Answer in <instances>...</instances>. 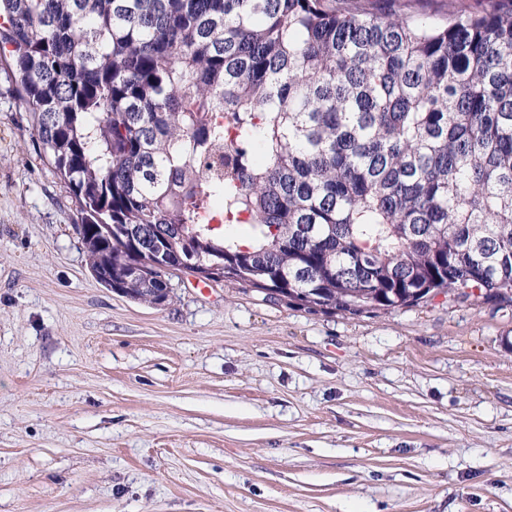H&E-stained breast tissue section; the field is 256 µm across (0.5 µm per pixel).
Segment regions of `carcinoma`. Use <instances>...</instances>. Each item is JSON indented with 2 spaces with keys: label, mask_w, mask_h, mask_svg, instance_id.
<instances>
[{
  "label": "carcinoma",
  "mask_w": 512,
  "mask_h": 512,
  "mask_svg": "<svg viewBox=\"0 0 512 512\" xmlns=\"http://www.w3.org/2000/svg\"><path fill=\"white\" fill-rule=\"evenodd\" d=\"M449 7L0 0V58L118 294L169 300L147 249L310 312L511 305L512 3ZM446 1L448 0H412L408 3V11L423 14L433 22L444 24L448 21Z\"/></svg>",
  "instance_id": "obj_1"
}]
</instances>
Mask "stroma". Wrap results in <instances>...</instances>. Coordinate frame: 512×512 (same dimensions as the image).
Wrapping results in <instances>:
<instances>
[{"label": "stroma", "instance_id": "obj_1", "mask_svg": "<svg viewBox=\"0 0 512 512\" xmlns=\"http://www.w3.org/2000/svg\"><path fill=\"white\" fill-rule=\"evenodd\" d=\"M0 66V512H512V305L93 276Z\"/></svg>", "mask_w": 512, "mask_h": 512}]
</instances>
